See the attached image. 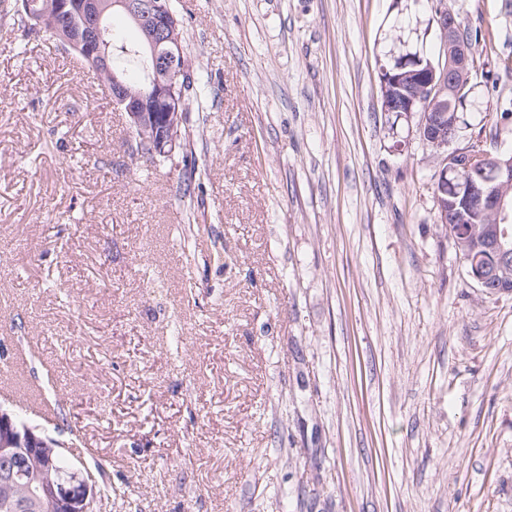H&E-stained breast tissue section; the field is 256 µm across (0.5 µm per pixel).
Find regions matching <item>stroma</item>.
I'll list each match as a JSON object with an SVG mask.
<instances>
[{"label":"stroma","mask_w":512,"mask_h":512,"mask_svg":"<svg viewBox=\"0 0 512 512\" xmlns=\"http://www.w3.org/2000/svg\"><path fill=\"white\" fill-rule=\"evenodd\" d=\"M445 4L479 37L449 148L512 155V0ZM175 7L205 92L168 157L0 26V405L111 486L95 512H512V291L468 275L438 158L381 109L383 52L442 53L430 0Z\"/></svg>","instance_id":"stroma-1"}]
</instances>
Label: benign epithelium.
<instances>
[{
	"label": "benign epithelium",
	"mask_w": 512,
	"mask_h": 512,
	"mask_svg": "<svg viewBox=\"0 0 512 512\" xmlns=\"http://www.w3.org/2000/svg\"><path fill=\"white\" fill-rule=\"evenodd\" d=\"M133 21L147 24L152 30L145 54L151 61L153 74L146 80L147 91L131 97L124 77L112 74V103L127 114L130 125L146 128L150 136L146 143L154 156H168L178 146L180 132L175 130L177 113L173 107L177 86L186 72L181 46L174 36L171 22L175 16L171 0H115ZM57 12L77 22L84 29L81 48L89 60H106L101 46L102 16L95 0H58ZM436 21L441 33L443 50H451L454 63L448 67L427 60L420 84L415 89L399 84L403 64L393 74L380 69L381 85L398 89V94H381V107L385 112H400L408 118H419L417 131L422 140L442 157L436 174L435 196L441 215H446L445 196L448 195V176H455L460 189L480 208L489 212L495 227L476 240L472 248L475 257L470 276L487 293H497L501 275L507 273V260L512 249L506 246L509 238V218L512 217V159L498 160V153L478 143L466 151L448 152L450 137L457 128L447 123L448 113L457 95V76L470 78L471 45L462 36L460 24L448 11L444 0L435 7ZM1 448H62L64 444L38 426L19 422L6 407L0 406ZM53 501L62 512H95L97 499L95 484L76 468L67 476L49 485Z\"/></svg>",
	"instance_id": "1"
}]
</instances>
